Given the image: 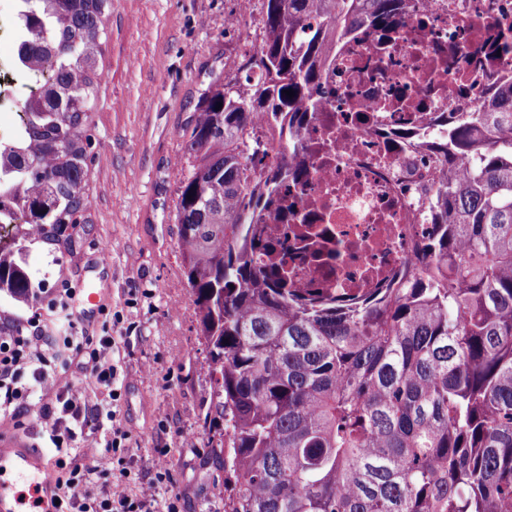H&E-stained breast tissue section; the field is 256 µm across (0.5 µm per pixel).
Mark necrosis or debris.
<instances>
[{
  "mask_svg": "<svg viewBox=\"0 0 512 512\" xmlns=\"http://www.w3.org/2000/svg\"><path fill=\"white\" fill-rule=\"evenodd\" d=\"M496 18L512 42V0H413L392 42L365 31L337 47L298 152L305 176L262 219L300 287L359 297L413 267L418 197L437 167L415 141L483 92L484 69L502 67L499 56L467 63Z\"/></svg>",
  "mask_w": 512,
  "mask_h": 512,
  "instance_id": "obj_1",
  "label": "necrosis or debris"
}]
</instances>
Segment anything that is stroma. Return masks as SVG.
Masks as SVG:
<instances>
[{
	"label": "stroma",
	"mask_w": 512,
	"mask_h": 512,
	"mask_svg": "<svg viewBox=\"0 0 512 512\" xmlns=\"http://www.w3.org/2000/svg\"><path fill=\"white\" fill-rule=\"evenodd\" d=\"M232 13L246 14L245 30L227 28ZM106 31L89 127V221L64 266L36 245L28 270L49 291L91 283L104 292L102 311H75L94 333L112 322L121 339L112 408L131 436L129 491L153 481L155 512L175 496L182 512H224V473L205 448L215 415L207 352L181 274L174 204L189 169L182 129L215 81L243 82L264 37L262 0H112ZM107 246L104 266L98 255ZM163 467L171 478L160 483Z\"/></svg>",
	"instance_id": "obj_1"
}]
</instances>
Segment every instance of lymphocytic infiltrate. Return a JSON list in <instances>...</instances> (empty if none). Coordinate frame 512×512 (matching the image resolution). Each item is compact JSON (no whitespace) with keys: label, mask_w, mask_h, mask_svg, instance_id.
I'll return each mask as SVG.
<instances>
[{"label":"lymphocytic infiltrate","mask_w":512,"mask_h":512,"mask_svg":"<svg viewBox=\"0 0 512 512\" xmlns=\"http://www.w3.org/2000/svg\"><path fill=\"white\" fill-rule=\"evenodd\" d=\"M76 296V289L65 287L46 298L48 311L66 325L67 335L48 336L46 323L35 315L21 327L0 333V414L21 429L29 409H36L39 429L56 452L50 489L56 512H152L155 484L141 486L135 495L126 486L130 437L115 425L110 409L117 398L112 329L105 323L100 335H90L74 314ZM69 370L90 380L103 404L89 406L78 394L59 387V373ZM81 444L98 445L102 451L87 464L75 453ZM96 480L103 483L101 495H87V485Z\"/></svg>","instance_id":"1"}]
</instances>
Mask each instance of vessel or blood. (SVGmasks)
Returning a JSON list of instances; mask_svg holds the SVG:
<instances>
[{
    "label": "vessel or blood",
    "mask_w": 512,
    "mask_h": 512,
    "mask_svg": "<svg viewBox=\"0 0 512 512\" xmlns=\"http://www.w3.org/2000/svg\"><path fill=\"white\" fill-rule=\"evenodd\" d=\"M30 479L31 490L37 491L49 485L47 470L39 457L28 449L18 447L9 440H0V512H16L18 498L14 493V481Z\"/></svg>",
    "instance_id": "vessel-or-blood-1"
}]
</instances>
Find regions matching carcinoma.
Instances as JSON below:
<instances>
[{"label": "carcinoma", "mask_w": 512, "mask_h": 512, "mask_svg": "<svg viewBox=\"0 0 512 512\" xmlns=\"http://www.w3.org/2000/svg\"><path fill=\"white\" fill-rule=\"evenodd\" d=\"M19 55L47 74L24 103L0 293L33 305L26 256L70 253L85 212L87 134L111 0H21ZM248 91L216 84L183 128L191 170L176 209L197 337L208 350L209 455L230 475L224 512H512V63L418 143L443 142L418 265L363 299L289 287L257 224L288 177L336 43L400 27L411 0H263ZM293 90L294 96L285 94ZM277 131L265 162L258 114Z\"/></svg>", "instance_id": "1"}]
</instances>
